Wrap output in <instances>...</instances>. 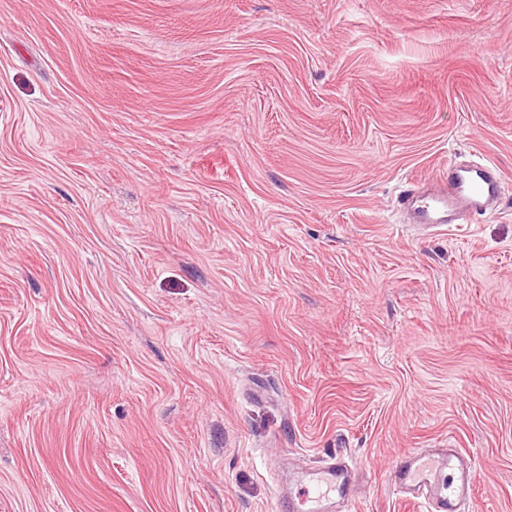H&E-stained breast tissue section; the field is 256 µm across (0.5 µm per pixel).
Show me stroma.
Returning a JSON list of instances; mask_svg holds the SVG:
<instances>
[{"label":"stroma","instance_id":"obj_1","mask_svg":"<svg viewBox=\"0 0 512 512\" xmlns=\"http://www.w3.org/2000/svg\"><path fill=\"white\" fill-rule=\"evenodd\" d=\"M479 155L498 214L399 223ZM512 512V0H0V512H274L413 448ZM304 475L310 480L307 502H315V507L308 508V511L319 510L322 502L332 497H339L343 502H350L352 505V487L354 472L348 460L343 455L327 458L323 464L314 470L305 471Z\"/></svg>","mask_w":512,"mask_h":512}]
</instances>
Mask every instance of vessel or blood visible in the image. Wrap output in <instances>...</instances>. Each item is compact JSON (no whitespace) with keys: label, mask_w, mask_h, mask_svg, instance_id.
Here are the masks:
<instances>
[{"label":"vessel or blood","mask_w":512,"mask_h":512,"mask_svg":"<svg viewBox=\"0 0 512 512\" xmlns=\"http://www.w3.org/2000/svg\"><path fill=\"white\" fill-rule=\"evenodd\" d=\"M500 187L501 174L495 165L452 163L447 175L433 179L429 186L404 190L399 205L422 226L462 224L469 216L491 210ZM473 467L468 453L457 448L444 453L413 451L398 457L388 483L406 503H426L430 512H464L472 498ZM307 476L312 502L335 496L352 501L354 472L344 456L327 458Z\"/></svg>","instance_id":"b4317fda"}]
</instances>
